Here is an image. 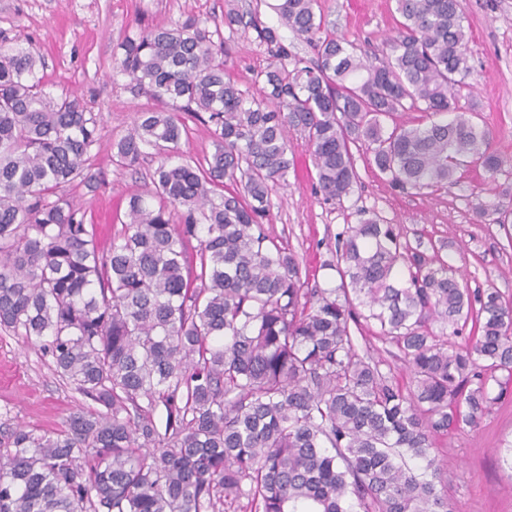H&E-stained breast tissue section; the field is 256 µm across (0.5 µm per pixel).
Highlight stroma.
I'll return each instance as SVG.
<instances>
[{"label": "stroma", "instance_id": "1", "mask_svg": "<svg viewBox=\"0 0 512 512\" xmlns=\"http://www.w3.org/2000/svg\"><path fill=\"white\" fill-rule=\"evenodd\" d=\"M275 0H0V43L33 48L50 92L73 93L98 118V141L88 162V181L63 194L80 205L100 248H107L126 220L128 200L142 192L159 163L150 155L136 169L114 166L115 144L134 127L152 100L118 72L120 45L140 29L173 25L192 16L217 28L224 43V68L250 96L260 97L256 72L271 63L254 28L228 26L235 8L257 11L261 25L278 29L292 54L312 59L311 48L280 27ZM324 34L382 51L397 28L395 0H318ZM469 25L472 74L458 103L475 108L491 131V148L512 159V0H464ZM294 166L285 185L270 195L265 227L294 253L310 285L332 288L339 277L331 265L336 236L363 214L378 213L400 226L410 243L447 242V255L469 287L496 288L512 303V229L479 217L477 204H512V166L497 174L482 168L462 171L457 184L431 192H400L377 176L365 154L355 152L360 181L344 204L325 203L312 184L311 150L291 136ZM83 398L53 375L37 347L0 332V429L22 424L50 433L65 425ZM512 445V392L475 428L440 441L435 453L446 467L443 485L456 512H512V470L499 460Z\"/></svg>", "mask_w": 512, "mask_h": 512}]
</instances>
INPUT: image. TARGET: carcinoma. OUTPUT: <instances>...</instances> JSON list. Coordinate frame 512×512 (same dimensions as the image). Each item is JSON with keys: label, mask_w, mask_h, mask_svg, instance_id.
<instances>
[{"label": "carcinoma", "mask_w": 512, "mask_h": 512, "mask_svg": "<svg viewBox=\"0 0 512 512\" xmlns=\"http://www.w3.org/2000/svg\"><path fill=\"white\" fill-rule=\"evenodd\" d=\"M395 2L397 33L377 58L321 37L317 0H276L308 65L257 13H226L278 61L256 74L260 99L226 76L194 17L123 42L117 68L155 107L112 163L132 169L150 149L162 160L105 252L60 194L88 179L96 115L47 90L36 53L0 47V330L104 407L52 435L0 431V512H226L243 499L250 512H455L433 450L512 390V305L470 288L445 245L414 248L374 212L338 233L340 284L311 288L263 224L292 165L290 131L334 204L359 182L354 147L402 192L512 165L453 95L472 72L463 0ZM201 112L214 151L191 164L184 115ZM401 112L430 123L385 126ZM363 321L407 364L408 385L360 351Z\"/></svg>", "instance_id": "obj_1"}]
</instances>
